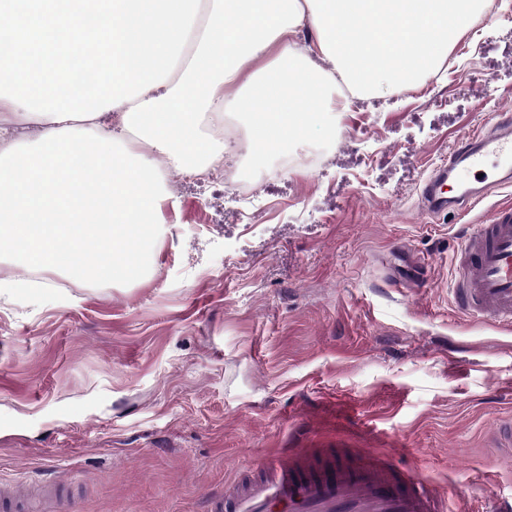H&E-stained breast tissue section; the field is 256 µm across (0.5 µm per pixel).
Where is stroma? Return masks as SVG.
Returning <instances> with one entry per match:
<instances>
[{
  "mask_svg": "<svg viewBox=\"0 0 512 512\" xmlns=\"http://www.w3.org/2000/svg\"><path fill=\"white\" fill-rule=\"evenodd\" d=\"M484 10L414 90L358 94L302 138L243 158L241 223L188 194L161 212L158 270L134 286L30 273L0 302V482H54L70 512H205L239 469L285 448L368 449L415 466L450 512L512 500V328L450 294L466 225L419 191L450 148L512 114V21ZM320 154L279 175L282 159Z\"/></svg>",
  "mask_w": 512,
  "mask_h": 512,
  "instance_id": "stroma-1",
  "label": "stroma"
}]
</instances>
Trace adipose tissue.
I'll list each match as a JSON object with an SVG mask.
<instances>
[{
	"label": "adipose tissue",
	"mask_w": 512,
	"mask_h": 512,
	"mask_svg": "<svg viewBox=\"0 0 512 512\" xmlns=\"http://www.w3.org/2000/svg\"><path fill=\"white\" fill-rule=\"evenodd\" d=\"M484 0H0V253L136 283L169 228L158 158L191 177L221 141L204 117L248 118L258 149L304 135L326 89L408 90L437 74ZM310 25L306 50L292 37ZM329 59L333 75L313 70ZM260 61L244 75L247 61ZM179 70L177 85L167 77ZM40 125L25 142L11 133Z\"/></svg>",
	"instance_id": "ef3b65f1"
}]
</instances>
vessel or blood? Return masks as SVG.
Returning a JSON list of instances; mask_svg holds the SVG:
<instances>
[{"instance_id":"1","label":"vessel or blood","mask_w":512,"mask_h":512,"mask_svg":"<svg viewBox=\"0 0 512 512\" xmlns=\"http://www.w3.org/2000/svg\"><path fill=\"white\" fill-rule=\"evenodd\" d=\"M512 184V117L497 114L454 147L420 189L438 213L467 211L490 188ZM457 308L512 324V206L461 237L454 259ZM206 512H448V497L413 468L371 451L290 448L249 466L211 496Z\"/></svg>"}]
</instances>
